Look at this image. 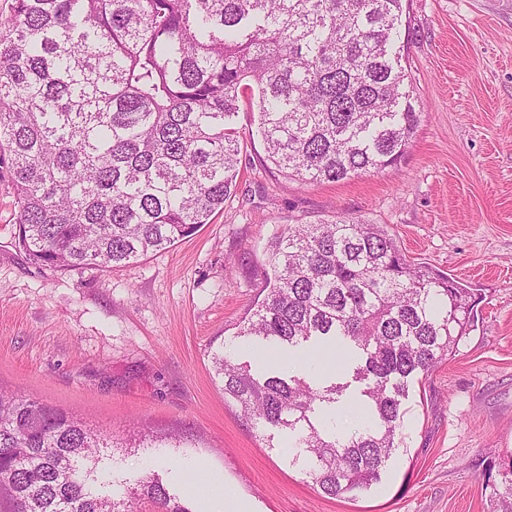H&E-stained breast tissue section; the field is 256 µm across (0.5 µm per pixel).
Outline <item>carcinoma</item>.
Here are the masks:
<instances>
[{
    "label": "carcinoma",
    "mask_w": 512,
    "mask_h": 512,
    "mask_svg": "<svg viewBox=\"0 0 512 512\" xmlns=\"http://www.w3.org/2000/svg\"><path fill=\"white\" fill-rule=\"evenodd\" d=\"M402 13L403 0H12L0 172L15 245L39 266L112 268L194 235L236 187L243 104L265 161L290 179L397 166L420 124ZM265 266V297L237 336L264 352L331 339L356 355L350 380L257 376L217 353L224 399L291 439L289 465L323 494L365 493L397 449L408 379L456 353L478 298L345 216L288 226ZM354 383L370 423L327 432L319 418ZM113 448L61 408L0 393V512H192L154 475L116 481ZM491 502L512 512V468Z\"/></svg>",
    "instance_id": "carcinoma-1"
}]
</instances>
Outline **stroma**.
Here are the masks:
<instances>
[{
    "label": "stroma",
    "mask_w": 512,
    "mask_h": 512,
    "mask_svg": "<svg viewBox=\"0 0 512 512\" xmlns=\"http://www.w3.org/2000/svg\"><path fill=\"white\" fill-rule=\"evenodd\" d=\"M418 131L398 167L302 184L235 125L237 186L210 224L114 268L58 270L15 246L0 177V389L61 407L123 446V477L157 474L206 512L216 487L247 512H490L512 468V0H406L400 23ZM378 224L415 262L479 299L455 356L409 383L398 449L379 484L330 497L267 448L224 398L211 357L255 364L238 326L264 297L268 242L291 224ZM178 436L143 448L142 428Z\"/></svg>",
    "instance_id": "stroma-1"
}]
</instances>
